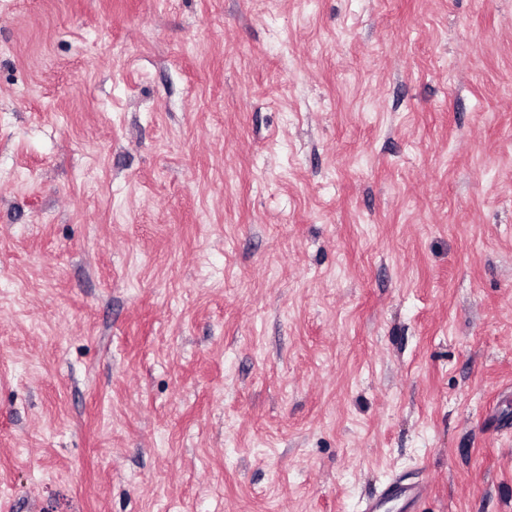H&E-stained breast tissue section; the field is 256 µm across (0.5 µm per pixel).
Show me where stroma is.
<instances>
[{
	"label": "stroma",
	"instance_id": "obj_1",
	"mask_svg": "<svg viewBox=\"0 0 512 512\" xmlns=\"http://www.w3.org/2000/svg\"><path fill=\"white\" fill-rule=\"evenodd\" d=\"M376 498L512 512V0H0V512Z\"/></svg>",
	"mask_w": 512,
	"mask_h": 512
}]
</instances>
